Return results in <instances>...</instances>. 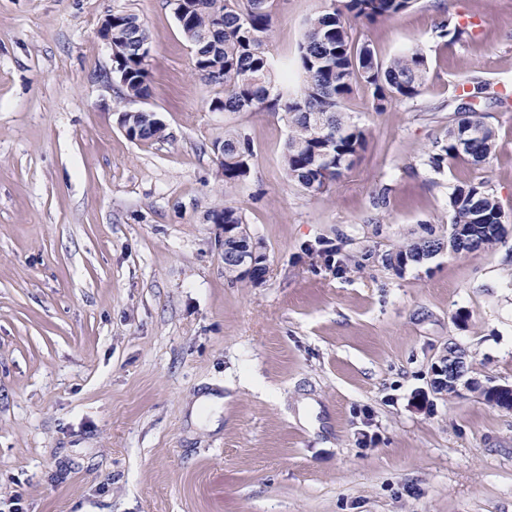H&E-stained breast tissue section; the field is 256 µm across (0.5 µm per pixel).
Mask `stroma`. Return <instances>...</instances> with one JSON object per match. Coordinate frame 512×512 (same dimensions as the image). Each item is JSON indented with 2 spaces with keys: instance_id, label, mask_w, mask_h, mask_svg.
Instances as JSON below:
<instances>
[{
  "instance_id": "35a3bbf8",
  "label": "stroma",
  "mask_w": 512,
  "mask_h": 512,
  "mask_svg": "<svg viewBox=\"0 0 512 512\" xmlns=\"http://www.w3.org/2000/svg\"><path fill=\"white\" fill-rule=\"evenodd\" d=\"M330 0H272L268 54L293 63ZM137 15L153 40L130 103L99 29ZM462 43L434 36L444 16ZM382 61L427 57L420 94L344 110L368 146L329 190L288 180L285 113L215 112L171 0H0V512H512V411L431 386L448 347L512 384V0H416L354 22ZM497 133L479 168L426 153L473 80ZM250 139L228 183L212 142ZM488 181L509 218L487 248L402 271L383 258L450 231L448 197ZM233 206L266 255L260 284L224 276ZM222 396L216 416L191 406ZM126 113H137L135 122L140 130L139 136L135 137V141L149 142L162 140L166 137V127L163 124H158L149 119L150 115L157 116L155 112L139 113V112H127Z\"/></svg>"
}]
</instances>
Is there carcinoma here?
Returning <instances> with one entry per match:
<instances>
[{
  "label": "carcinoma",
  "mask_w": 512,
  "mask_h": 512,
  "mask_svg": "<svg viewBox=\"0 0 512 512\" xmlns=\"http://www.w3.org/2000/svg\"><path fill=\"white\" fill-rule=\"evenodd\" d=\"M416 0H341L332 10L310 18L299 47L302 82L295 91L277 83L266 46L272 32L270 0H176L174 13L183 36L195 52V69L207 83L224 88L212 110L243 112L268 110L288 115L290 129L283 162L288 179L310 193H322L336 182L368 144L366 130L343 111L355 86L370 89L373 108L384 112L396 101L415 98L427 76V59L411 49L388 62L378 60L367 44L353 42L350 20L392 19L413 7ZM465 28L448 17L435 28V37L449 43L464 39ZM113 72L123 78L125 96H149L148 72L140 51L152 34L133 14L112 15ZM139 136L149 142L166 137V127L139 113ZM495 129L476 112H457L448 138L428 154V163L443 161L481 167L496 151ZM220 157L224 181L243 180L253 156L250 142L227 132L212 143ZM451 230L444 240L429 233L385 258L399 271L421 263L443 248L470 252L498 241L506 232L505 213L484 181L467 182L449 196ZM211 224H241L238 209L226 206L207 214Z\"/></svg>",
  "instance_id": "cac0c4a2"
}]
</instances>
